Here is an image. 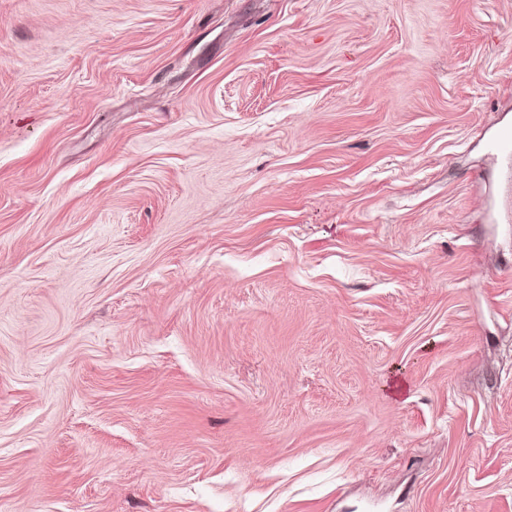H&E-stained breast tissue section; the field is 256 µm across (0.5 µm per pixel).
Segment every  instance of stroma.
Segmentation results:
<instances>
[{"label":"stroma","instance_id":"35a3bbf8","mask_svg":"<svg viewBox=\"0 0 512 512\" xmlns=\"http://www.w3.org/2000/svg\"><path fill=\"white\" fill-rule=\"evenodd\" d=\"M512 0H0V512H512Z\"/></svg>","mask_w":512,"mask_h":512}]
</instances>
